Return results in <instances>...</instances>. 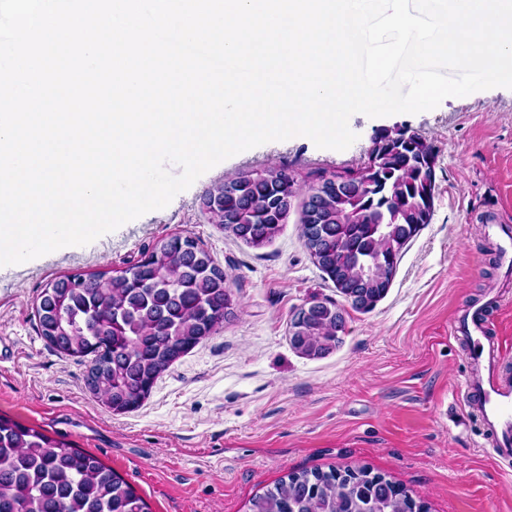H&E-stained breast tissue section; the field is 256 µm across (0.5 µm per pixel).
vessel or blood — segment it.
<instances>
[{
	"label": "vessel or blood",
	"instance_id": "obj_1",
	"mask_svg": "<svg viewBox=\"0 0 512 512\" xmlns=\"http://www.w3.org/2000/svg\"><path fill=\"white\" fill-rule=\"evenodd\" d=\"M454 334L464 339L465 347L483 370L460 381L457 391L464 404L472 408L489 432L493 456L512 457V385L504 382L498 373L500 356L498 344L486 334L479 316L454 323Z\"/></svg>",
	"mask_w": 512,
	"mask_h": 512
}]
</instances>
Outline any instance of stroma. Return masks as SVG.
<instances>
[{
  "instance_id": "obj_1",
  "label": "stroma",
  "mask_w": 512,
  "mask_h": 512,
  "mask_svg": "<svg viewBox=\"0 0 512 512\" xmlns=\"http://www.w3.org/2000/svg\"><path fill=\"white\" fill-rule=\"evenodd\" d=\"M342 151L303 136L238 153L159 210L84 246L0 266V415L65 439L130 483L150 512H248L288 473L364 467L403 484L429 512H512V464L457 394L475 364L454 321L482 307L487 334L512 345V265L487 224L512 231V89L445 98L418 114L349 120ZM406 128L438 151L430 224L404 248L385 296L352 307L318 268L296 218L256 249L212 223L200 198L214 182L272 167L300 186L356 173L374 138ZM174 236L224 270L233 309L176 361L138 408L117 414L87 388L89 361L51 347L36 306L56 278L118 272ZM342 308L341 342L321 358L289 341L296 309Z\"/></svg>"
}]
</instances>
